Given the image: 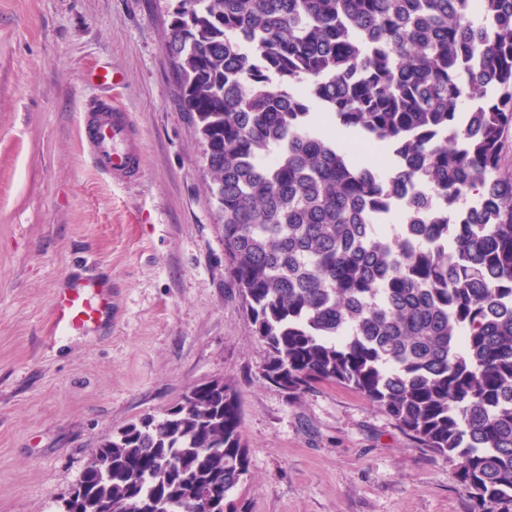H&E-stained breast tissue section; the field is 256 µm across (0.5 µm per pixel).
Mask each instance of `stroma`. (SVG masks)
<instances>
[{
    "instance_id": "35a3bbf8",
    "label": "stroma",
    "mask_w": 512,
    "mask_h": 512,
    "mask_svg": "<svg viewBox=\"0 0 512 512\" xmlns=\"http://www.w3.org/2000/svg\"><path fill=\"white\" fill-rule=\"evenodd\" d=\"M168 0H0V512H59L94 448L193 385L233 384L248 512H470L453 463L360 393L292 399L229 284L204 144L176 101ZM112 69L118 88L91 83ZM129 113L139 176L97 173L89 103ZM96 277L112 318L52 331V297Z\"/></svg>"
}]
</instances>
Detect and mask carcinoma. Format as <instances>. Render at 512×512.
Wrapping results in <instances>:
<instances>
[{"instance_id":"obj_1","label":"carcinoma","mask_w":512,"mask_h":512,"mask_svg":"<svg viewBox=\"0 0 512 512\" xmlns=\"http://www.w3.org/2000/svg\"><path fill=\"white\" fill-rule=\"evenodd\" d=\"M176 0L177 100L224 263L292 399L353 389L512 512V0ZM389 148L366 164L316 122ZM427 192L406 195L407 186ZM433 217L383 227L394 198ZM236 390L191 388L94 449L62 512H244Z\"/></svg>"}]
</instances>
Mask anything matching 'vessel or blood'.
I'll return each mask as SVG.
<instances>
[{
    "label": "vessel or blood",
    "mask_w": 512,
    "mask_h": 512,
    "mask_svg": "<svg viewBox=\"0 0 512 512\" xmlns=\"http://www.w3.org/2000/svg\"><path fill=\"white\" fill-rule=\"evenodd\" d=\"M86 145L94 167L112 180L137 177L141 160L137 132L126 113L96 102L87 110ZM112 310V290L88 278L58 290L52 301L53 326L67 336L87 331L107 320Z\"/></svg>",
    "instance_id": "1"
}]
</instances>
